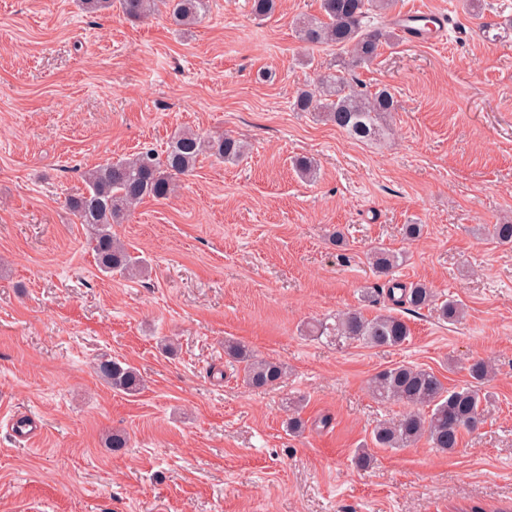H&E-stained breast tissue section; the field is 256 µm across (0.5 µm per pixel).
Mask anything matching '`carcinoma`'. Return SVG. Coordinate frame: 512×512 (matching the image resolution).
<instances>
[{
    "label": "carcinoma",
    "instance_id": "1",
    "mask_svg": "<svg viewBox=\"0 0 512 512\" xmlns=\"http://www.w3.org/2000/svg\"><path fill=\"white\" fill-rule=\"evenodd\" d=\"M81 5L92 14L115 6L130 20L163 10L175 25L189 27L206 15L209 0H81ZM393 7L394 0H321V15L297 20L298 36L306 48L334 47L344 57L336 69L321 75L314 87L297 93L295 111L313 112L359 142H382L389 137L392 112L396 111L394 95L386 86L373 92L364 89L354 73L371 63L383 46L398 39L396 25L371 27L365 23L370 12L387 13ZM204 153L237 161L243 156L244 145L232 137H206L182 129L172 136L162 156L149 148L85 172L86 191L70 198L67 205L80 223L91 229L90 245L101 271L130 278L145 274L142 261L113 237L112 225L123 223L132 208L147 198H167L177 179L190 173ZM370 260L374 270L384 276L400 265V256L382 246L373 248ZM397 290V303L413 310L429 306L435 298L424 283L408 288L395 283L387 289L388 297H394ZM438 312L441 320L456 323L463 309L458 301L449 299ZM311 332L370 347L400 346L410 336L409 326L398 316L379 314L368 318L358 311L338 314L332 323L320 321L312 325ZM224 354L242 365L243 381L252 388L274 386L285 375L281 363L259 359L239 342L224 341ZM97 369L103 381L117 392L135 394L143 387L137 369L128 363L104 360ZM468 374L472 382L453 388L445 386L434 372L408 363L375 374L369 382L372 394L382 401H397L409 411L374 427V447L397 450L425 438L443 452L458 448L462 432L473 431L483 423L486 395L481 385L491 378V367L485 359L476 358L469 363Z\"/></svg>",
    "mask_w": 512,
    "mask_h": 512
}]
</instances>
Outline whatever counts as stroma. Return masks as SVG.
<instances>
[{"label":"stroma","mask_w":512,"mask_h":512,"mask_svg":"<svg viewBox=\"0 0 512 512\" xmlns=\"http://www.w3.org/2000/svg\"><path fill=\"white\" fill-rule=\"evenodd\" d=\"M396 0L445 16L447 34L384 46L357 77L388 86L386 142H358L308 112L297 90L336 61L295 32L320 0H210L190 29L165 13L89 14L78 0H0V512H512V0ZM191 129L243 140L231 164L200 156L167 199L113 232L149 277L102 274L67 208L83 174ZM315 158V181L294 161ZM422 225L419 237L406 233ZM382 245L391 278L368 262ZM421 282L464 305L409 311L370 288ZM359 309L402 317L399 347L330 342L314 321ZM242 342L284 363L247 387L224 354ZM128 362L140 393L113 392L101 358ZM491 360L479 428L455 451L427 441L353 457L404 413L368 382L413 363L447 386ZM305 429L288 432V400ZM126 448H111L113 432ZM400 256L391 250L378 246L370 253V260L374 270L384 276L391 274L394 268L400 265Z\"/></svg>","instance_id":"1"}]
</instances>
